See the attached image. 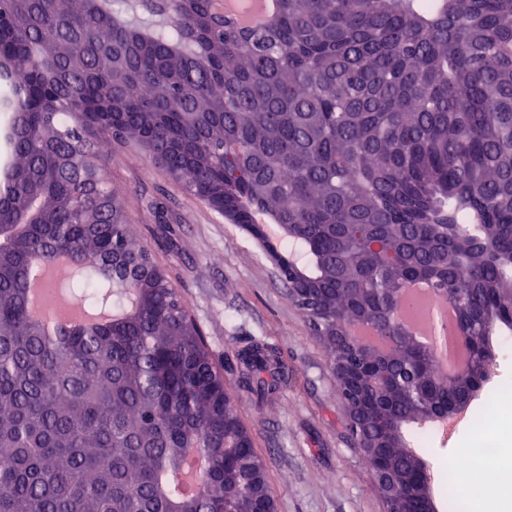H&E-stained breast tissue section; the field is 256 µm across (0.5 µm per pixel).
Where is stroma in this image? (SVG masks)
Returning a JSON list of instances; mask_svg holds the SVG:
<instances>
[{
	"instance_id": "stroma-1",
	"label": "stroma",
	"mask_w": 512,
	"mask_h": 512,
	"mask_svg": "<svg viewBox=\"0 0 512 512\" xmlns=\"http://www.w3.org/2000/svg\"><path fill=\"white\" fill-rule=\"evenodd\" d=\"M107 151L106 175L122 194L139 240L224 364L228 392H238L234 352L249 338L274 344L291 369L273 408L259 412L249 401L239 404L267 465L277 512H385L373 472L348 438L323 344L258 244L148 158L119 144ZM150 201L162 203L163 219L147 209ZM493 343L494 376L470 402L473 414L481 412L495 384L512 387V331ZM481 437L479 428L464 422L419 454L434 466Z\"/></svg>"
}]
</instances>
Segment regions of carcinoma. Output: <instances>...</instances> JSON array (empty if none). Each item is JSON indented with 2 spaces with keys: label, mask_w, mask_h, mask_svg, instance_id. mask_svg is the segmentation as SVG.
Wrapping results in <instances>:
<instances>
[{
  "label": "carcinoma",
  "mask_w": 512,
  "mask_h": 512,
  "mask_svg": "<svg viewBox=\"0 0 512 512\" xmlns=\"http://www.w3.org/2000/svg\"><path fill=\"white\" fill-rule=\"evenodd\" d=\"M144 150L271 250L258 210L304 259L280 281L332 365L366 367L351 439L416 472L402 428L483 382L512 330V0H280L242 35L212 0H0V512H266L263 459L202 331L134 237L100 144ZM112 324L62 338L29 317L33 260ZM425 280L454 298L471 366L448 377L399 318ZM364 321L387 340L342 350ZM263 407L279 349L235 352ZM197 456L194 490L182 476ZM423 502L409 482L387 512Z\"/></svg>",
  "instance_id": "carcinoma-1"
}]
</instances>
